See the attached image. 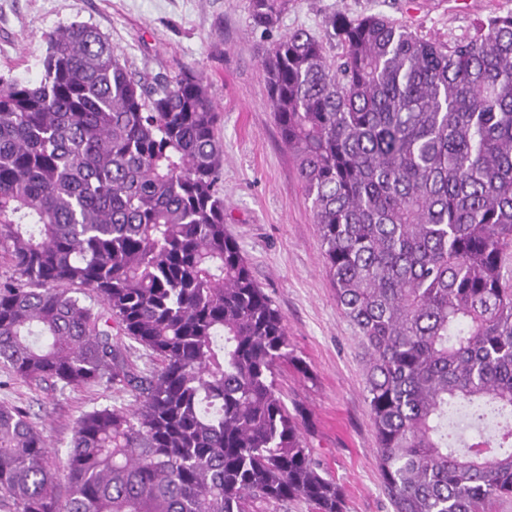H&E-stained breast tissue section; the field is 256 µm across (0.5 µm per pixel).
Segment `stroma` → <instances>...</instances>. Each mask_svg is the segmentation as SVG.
I'll use <instances>...</instances> for the list:
<instances>
[{"label": "stroma", "mask_w": 512, "mask_h": 512, "mask_svg": "<svg viewBox=\"0 0 512 512\" xmlns=\"http://www.w3.org/2000/svg\"><path fill=\"white\" fill-rule=\"evenodd\" d=\"M509 12L512 0H291L279 28L265 33L249 19V0H0V74L36 80L46 34L71 23L95 27L137 80L182 67L204 73L221 112L224 223L285 319L299 364L283 368L278 382L305 422L314 458L340 487L344 512H394L366 399L367 358L326 274L310 203L267 103L261 60L288 32L325 38L337 15L380 13L451 44ZM132 401L130 391L113 387L12 381L0 366V405L26 409L56 452L68 448L80 415Z\"/></svg>", "instance_id": "stroma-1"}]
</instances>
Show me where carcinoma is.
<instances>
[{"label": "carcinoma", "instance_id": "carcinoma-1", "mask_svg": "<svg viewBox=\"0 0 512 512\" xmlns=\"http://www.w3.org/2000/svg\"><path fill=\"white\" fill-rule=\"evenodd\" d=\"M290 0H249L279 27ZM298 29L262 61L325 269L368 357L395 512L512 496V12L448 47L382 15ZM41 76L0 75V363L120 386L128 407L50 450L0 407L11 512H342L277 383L284 318L224 225L219 112L187 69L134 80L93 26L46 35ZM126 336L159 361L129 370Z\"/></svg>", "mask_w": 512, "mask_h": 512}]
</instances>
